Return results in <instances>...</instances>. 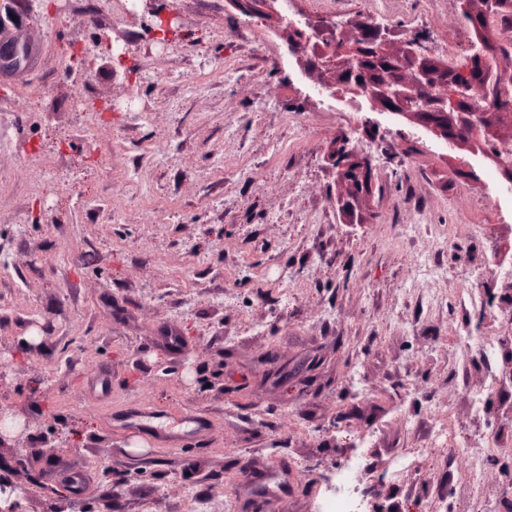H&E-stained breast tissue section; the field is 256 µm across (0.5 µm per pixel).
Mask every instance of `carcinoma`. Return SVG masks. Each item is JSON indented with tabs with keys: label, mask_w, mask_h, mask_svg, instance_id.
<instances>
[{
	"label": "carcinoma",
	"mask_w": 512,
	"mask_h": 512,
	"mask_svg": "<svg viewBox=\"0 0 512 512\" xmlns=\"http://www.w3.org/2000/svg\"><path fill=\"white\" fill-rule=\"evenodd\" d=\"M460 14L467 23L470 37L450 60L433 55L407 54L393 61L374 50L367 41L356 45L337 38L331 54L320 62L326 71H343L349 90L363 97H379L401 112L429 117L439 112H478L479 125H457L454 133L463 143H470L488 151L496 159L504 160L502 142L495 136V128L512 123V72L500 71L494 66L474 74L469 61L480 52L485 58L512 54V39L494 36L491 24L500 18L512 19V0H457ZM464 87L470 96L456 105H436L435 94Z\"/></svg>",
	"instance_id": "1"
}]
</instances>
